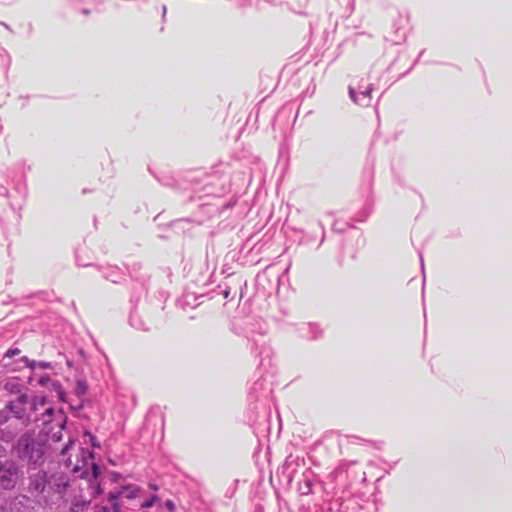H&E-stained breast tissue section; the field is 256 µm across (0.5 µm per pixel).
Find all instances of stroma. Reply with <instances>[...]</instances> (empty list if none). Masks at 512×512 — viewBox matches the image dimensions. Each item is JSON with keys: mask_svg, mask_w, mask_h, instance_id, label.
I'll return each mask as SVG.
<instances>
[{"mask_svg": "<svg viewBox=\"0 0 512 512\" xmlns=\"http://www.w3.org/2000/svg\"><path fill=\"white\" fill-rule=\"evenodd\" d=\"M26 4L0 0V385L45 390L104 489L149 512H465L476 483L484 512H512L487 481L512 484V428L480 432L474 475L407 447L460 401L512 402L486 345L512 325V67L416 52L462 0H44L32 37L85 80L24 88ZM145 81L155 96L126 99ZM463 108L490 112L468 138ZM106 326L181 422L143 403ZM222 457L240 474L218 497L191 463Z\"/></svg>", "mask_w": 512, "mask_h": 512, "instance_id": "1", "label": "stroma"}]
</instances>
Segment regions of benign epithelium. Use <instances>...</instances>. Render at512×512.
Wrapping results in <instances>:
<instances>
[{
	"mask_svg": "<svg viewBox=\"0 0 512 512\" xmlns=\"http://www.w3.org/2000/svg\"><path fill=\"white\" fill-rule=\"evenodd\" d=\"M9 429L8 441L0 439L2 448H53L55 456L77 444L62 413L36 387L0 386V430Z\"/></svg>",
	"mask_w": 512,
	"mask_h": 512,
	"instance_id": "7a95c632",
	"label": "benign epithelium"
}]
</instances>
